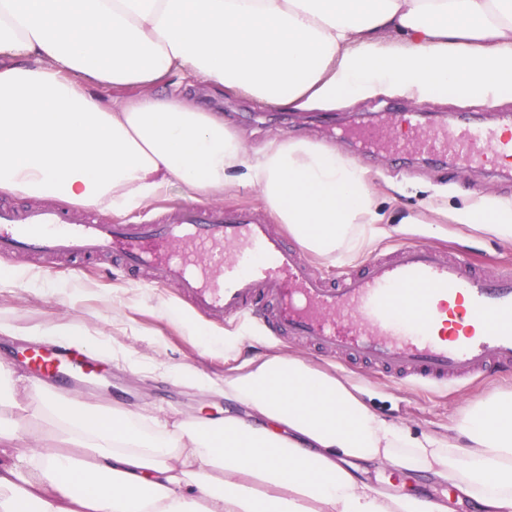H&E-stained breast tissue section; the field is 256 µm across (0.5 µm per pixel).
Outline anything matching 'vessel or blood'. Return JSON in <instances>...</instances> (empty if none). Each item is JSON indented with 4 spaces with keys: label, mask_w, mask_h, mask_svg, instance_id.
<instances>
[{
    "label": "vessel or blood",
    "mask_w": 512,
    "mask_h": 512,
    "mask_svg": "<svg viewBox=\"0 0 512 512\" xmlns=\"http://www.w3.org/2000/svg\"><path fill=\"white\" fill-rule=\"evenodd\" d=\"M370 150L454 155L479 168L486 146L508 151L496 128H412L408 139L363 128ZM116 257L153 272L197 310L234 320L258 315L272 334L336 360L364 364L398 382L445 388L512 368V268L496 273L459 253L404 245L356 270L328 277L249 208L187 204L147 224H102L83 212L0 208V254ZM48 380L89 382L87 355L68 344L27 348Z\"/></svg>",
    "instance_id": "vessel-or-blood-1"
}]
</instances>
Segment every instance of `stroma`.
I'll return each instance as SVG.
<instances>
[{
    "label": "stroma",
    "mask_w": 512,
    "mask_h": 512,
    "mask_svg": "<svg viewBox=\"0 0 512 512\" xmlns=\"http://www.w3.org/2000/svg\"><path fill=\"white\" fill-rule=\"evenodd\" d=\"M197 98L223 112L248 145L285 134L307 136L335 144L368 170L388 232L368 253L336 262L315 258L325 274L361 266L369 256L404 242L452 247L497 265L512 264L511 244L458 223L453 216L454 210L483 195L512 200V168L476 172L450 156L437 161L386 154L362 158L355 140L335 136L337 129L374 118L379 130L394 136L396 116L410 112L425 113L427 121L440 128L468 121L512 126V102L461 106L450 99L415 103L377 96L336 111L297 112L235 95L216 98L203 88ZM435 201L448 206V213L429 212ZM15 265L19 282H0V363L17 367L21 349L61 344V337L45 335L44 329L64 320L106 374L97 387L82 390V397L111 408L136 411L151 405L180 419L201 408L216 416L234 412L237 404L225 401L215 385L245 372L249 359L277 354L301 357L311 367L339 376L355 386L381 418L415 436L447 435L453 420L480 398L512 393V375L497 370L466 386L442 391L394 382L363 366H344L292 339L272 338L253 324L228 325L208 317L194 310L176 289L149 286L144 277L117 270L107 256L47 264L24 255ZM353 471L372 488L392 494L411 491L422 498L427 490L439 493L450 486L426 471L402 475L391 467L361 461L354 462Z\"/></svg>",
    "instance_id": "35a3bbf8"
}]
</instances>
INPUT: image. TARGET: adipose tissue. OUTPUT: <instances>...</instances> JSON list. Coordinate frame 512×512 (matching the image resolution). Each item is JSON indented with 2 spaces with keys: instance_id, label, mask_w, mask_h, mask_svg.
<instances>
[{
  "instance_id": "ef3b65f1",
  "label": "adipose tissue",
  "mask_w": 512,
  "mask_h": 512,
  "mask_svg": "<svg viewBox=\"0 0 512 512\" xmlns=\"http://www.w3.org/2000/svg\"><path fill=\"white\" fill-rule=\"evenodd\" d=\"M291 111L376 96L512 98V0H0V194L123 215L175 193L256 191L318 256L384 234L366 170L334 147H246L173 74ZM460 223L512 244V200ZM247 414L170 422L50 394L0 366V512H437L385 495L347 460L427 471L512 512V395L479 400L448 437H414L346 381L292 355L224 383ZM49 414L56 430L21 423Z\"/></svg>"
}]
</instances>
